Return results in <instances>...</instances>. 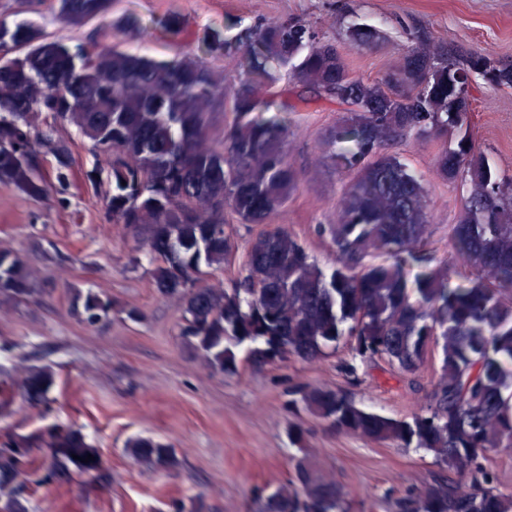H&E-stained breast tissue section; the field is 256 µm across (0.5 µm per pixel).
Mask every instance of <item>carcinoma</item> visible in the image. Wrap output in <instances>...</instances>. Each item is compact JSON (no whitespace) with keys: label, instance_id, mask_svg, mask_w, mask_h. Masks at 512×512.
Wrapping results in <instances>:
<instances>
[{"label":"carcinoma","instance_id":"1","mask_svg":"<svg viewBox=\"0 0 512 512\" xmlns=\"http://www.w3.org/2000/svg\"><path fill=\"white\" fill-rule=\"evenodd\" d=\"M58 20L72 27L102 19L111 0H58ZM240 49L245 74L233 93L235 112L217 125L224 108V75L195 59L156 61L100 45L70 48L28 21L10 28L0 61L26 53V64L0 68V142L28 156L22 165L0 153V182L37 199L48 191L39 148L56 160V178L71 167L67 146L51 128L34 139L40 114L75 127L102 155V145L123 156L87 172L93 187L107 184L105 209L112 223L147 231L160 259L157 292L186 305L183 335L193 337L207 364L237 369L236 350L263 362L273 347L280 358L316 361L348 341L362 361L383 359L413 384L430 349H441L434 406L406 421L369 412L345 394L307 385L292 391L293 404L328 428L399 447L423 448L440 467L432 482L397 502L398 512H512V493L482 461L495 448H512V179L501 177L473 151L469 135L472 60L462 47L418 45L397 72L380 81L353 77L336 45L314 27L289 17L244 29L232 44L216 31L210 51ZM286 70L300 100L329 98L345 107L344 128L362 137L333 136L336 167L353 173L336 223L319 228L336 246L327 273L284 228L258 235L228 289L200 286L205 269L221 267L232 253L224 207L243 224H267L288 201L297 174L288 163V128L256 114L262 87ZM418 137H458L436 171L470 184L452 238L458 257L476 271L467 285L448 286L444 267L420 272L408 287L405 268L422 263L418 248L428 226L420 179L398 157L381 152L387 142ZM382 252L387 259L366 264ZM31 292L21 258L0 248V294L21 300ZM109 304L85 296L80 321L93 325ZM53 383L45 371L21 383L31 399L46 398ZM48 450V460L34 450ZM133 454L158 468L174 465L167 445L132 442ZM92 455L83 463L74 459ZM103 461L84 437L57 425L0 442V512H22L16 484L41 470L51 479L100 473ZM257 512H349L347 494L333 479H317L300 464L294 477L258 497Z\"/></svg>","mask_w":512,"mask_h":512}]
</instances>
